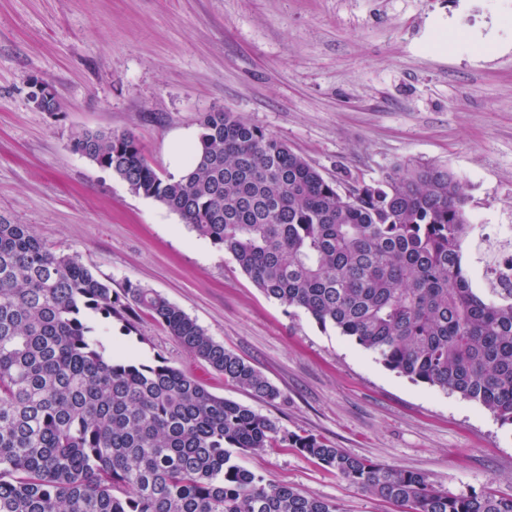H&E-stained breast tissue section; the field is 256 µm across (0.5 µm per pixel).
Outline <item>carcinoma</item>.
<instances>
[{"mask_svg": "<svg viewBox=\"0 0 512 512\" xmlns=\"http://www.w3.org/2000/svg\"><path fill=\"white\" fill-rule=\"evenodd\" d=\"M198 150L161 174L128 132L80 130L70 148L230 253L265 296L354 338L389 369L512 425V288H475L461 179L400 164L346 187L233 112L199 118ZM146 312L182 348L259 400V370L159 292L120 291L27 224L0 221V512H340L232 461L277 427L164 361L106 353L96 317ZM288 443L401 512H512L313 435Z\"/></svg>", "mask_w": 512, "mask_h": 512, "instance_id": "cac0c4a2", "label": "carcinoma"}]
</instances>
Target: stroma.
Segmentation results:
<instances>
[{
    "instance_id": "1",
    "label": "stroma",
    "mask_w": 512,
    "mask_h": 512,
    "mask_svg": "<svg viewBox=\"0 0 512 512\" xmlns=\"http://www.w3.org/2000/svg\"><path fill=\"white\" fill-rule=\"evenodd\" d=\"M494 2L0 0V220L30 225L113 289L160 292L280 396L226 382L145 312L100 321L107 350L165 359L283 437L309 433L452 492L512 496L511 425L266 297L230 254L69 146L81 129L129 132L165 174L170 134L224 109L330 180L442 166L466 185L464 261L480 278L481 225L512 224V22ZM452 26L460 38L440 43ZM35 77L54 88L57 113L30 101ZM232 459L342 512H399L284 440Z\"/></svg>"
}]
</instances>
